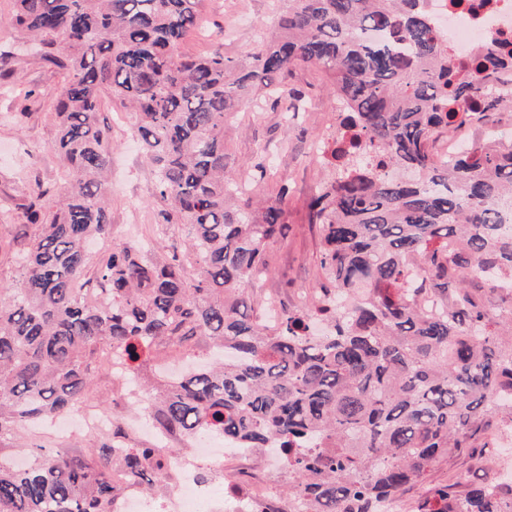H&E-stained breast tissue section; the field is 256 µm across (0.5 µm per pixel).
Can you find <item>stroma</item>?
<instances>
[{
    "label": "stroma",
    "instance_id": "1",
    "mask_svg": "<svg viewBox=\"0 0 512 512\" xmlns=\"http://www.w3.org/2000/svg\"><path fill=\"white\" fill-rule=\"evenodd\" d=\"M14 0H0V284L6 285L20 272V259L34 227L27 213L35 202V188L50 197L64 192L66 180L60 159L50 144L56 133L54 102L62 81L59 69L41 56L21 49V36L12 25ZM279 7L278 0H202V28L181 42L185 54H205L223 47L225 55L238 59L257 47L265 25ZM305 96L302 112L285 117L274 97L246 104L229 118L224 138L235 159L237 181L252 185L261 195L274 197L279 184H289L286 202L288 234L271 243L266 251L268 274L258 276L249 295L257 319H265L270 298L293 303L313 300L322 249L318 225L309 218L308 204L327 175L324 159L310 151L338 125L341 115L320 71H296L292 79ZM101 110L111 127L108 144L112 160V236L122 241L150 238L158 203L150 168L131 142L130 112L103 99ZM266 156V172L252 163ZM93 402L106 408L114 421L128 428L132 446L150 440L130 429L135 408L119 398L122 386L111 373L96 372L92 379Z\"/></svg>",
    "mask_w": 512,
    "mask_h": 512
}]
</instances>
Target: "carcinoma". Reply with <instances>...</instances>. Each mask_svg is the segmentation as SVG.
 I'll list each match as a JSON object with an SVG mask.
<instances>
[{
	"label": "carcinoma",
	"mask_w": 512,
	"mask_h": 512,
	"mask_svg": "<svg viewBox=\"0 0 512 512\" xmlns=\"http://www.w3.org/2000/svg\"><path fill=\"white\" fill-rule=\"evenodd\" d=\"M201 0H15L30 49L65 71L52 149L70 183L31 209L36 230L18 279L0 288V435L89 400L95 359L135 368L158 343L200 336L231 353L168 384L155 418L169 434L222 431L247 448L280 443L288 500L309 512H377L442 462L486 455L512 422V148L479 145L435 159L448 128L481 123L512 98L487 90L512 73L506 50L448 66L422 0H282L248 60L179 51ZM68 45L63 59L51 48ZM347 102L329 173L312 198L320 267L312 306L281 307L274 328L246 287L286 235L282 185L258 202L239 189L224 141L228 114L301 68ZM135 115L151 167L155 226L187 227V250L162 257L112 237L103 95ZM119 426L83 452L37 447L24 466L0 454V512H114L120 469L167 482L153 448ZM414 512H512V484L467 475Z\"/></svg>",
	"instance_id": "cac0c4a2"
}]
</instances>
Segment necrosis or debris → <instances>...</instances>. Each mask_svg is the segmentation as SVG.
Here are the masks:
<instances>
[{"label": "necrosis or debris", "mask_w": 512, "mask_h": 512, "mask_svg": "<svg viewBox=\"0 0 512 512\" xmlns=\"http://www.w3.org/2000/svg\"><path fill=\"white\" fill-rule=\"evenodd\" d=\"M432 27L448 51L455 71H464L473 56L494 49L498 39L512 38V0H424ZM167 466L173 491L146 496L123 473L115 478L123 492L116 512H269L272 484L283 469L276 443L262 452L241 447L218 432L196 436L189 452H177L162 438L154 440ZM261 454L264 470L245 476L242 460Z\"/></svg>", "instance_id": "1"}]
</instances>
